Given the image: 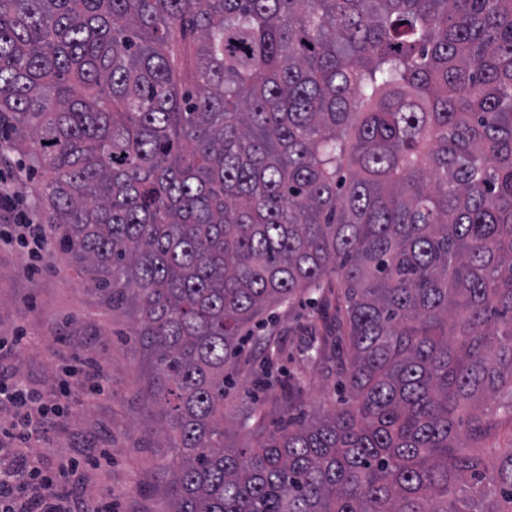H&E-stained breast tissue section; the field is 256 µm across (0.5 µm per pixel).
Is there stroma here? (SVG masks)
<instances>
[{
    "instance_id": "obj_1",
    "label": "stroma",
    "mask_w": 512,
    "mask_h": 512,
    "mask_svg": "<svg viewBox=\"0 0 512 512\" xmlns=\"http://www.w3.org/2000/svg\"><path fill=\"white\" fill-rule=\"evenodd\" d=\"M309 312L303 298L279 311L291 355L285 370L299 374L302 388L257 382L264 352L249 343L225 414L258 404L267 430L275 431L288 413L317 416L336 404L342 391L335 366L309 362L304 350ZM135 328L132 311H112L52 249L0 246V376L23 381L58 408L31 437L30 454L47 476L83 459L70 485L84 497L111 499L115 512H166L158 487L174 451L151 405Z\"/></svg>"
}]
</instances>
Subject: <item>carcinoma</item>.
<instances>
[{
	"label": "carcinoma",
	"instance_id": "obj_1",
	"mask_svg": "<svg viewBox=\"0 0 512 512\" xmlns=\"http://www.w3.org/2000/svg\"><path fill=\"white\" fill-rule=\"evenodd\" d=\"M0 122L136 310L168 512H512V0H0ZM305 293L350 400L226 443Z\"/></svg>",
	"mask_w": 512,
	"mask_h": 512
}]
</instances>
